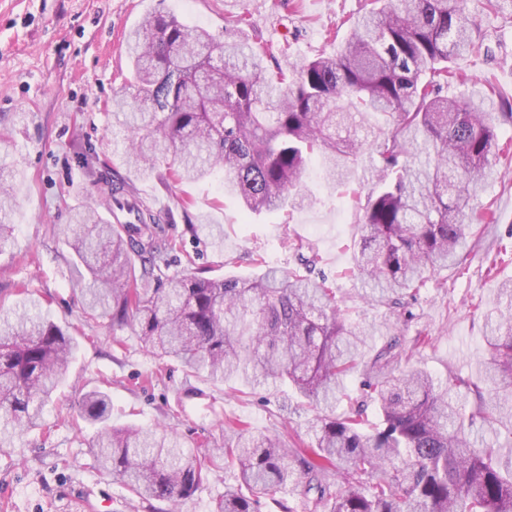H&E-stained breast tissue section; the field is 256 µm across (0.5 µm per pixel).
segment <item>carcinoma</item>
Segmentation results:
<instances>
[{
  "label": "carcinoma",
  "instance_id": "cac0c4a2",
  "mask_svg": "<svg viewBox=\"0 0 512 512\" xmlns=\"http://www.w3.org/2000/svg\"><path fill=\"white\" fill-rule=\"evenodd\" d=\"M469 0H367L333 57L302 66L269 63L257 41L220 39L175 16L149 13L128 37L131 74L114 92L109 117L125 133L137 162L180 181L224 171V191L245 209L304 206L299 187L321 157L325 178L346 185L368 150L380 167L366 197L354 196L359 239L351 271L390 298L417 293L428 269L462 264L466 230L495 221L468 208L483 190L496 157V127L474 96L448 97V83L467 76L454 57L488 53ZM487 15L512 17V0H478ZM386 117L375 131L369 118ZM432 155L424 167L415 159ZM0 170V246L13 234V181ZM112 205L133 212L112 224L92 208L73 209L66 234L86 313L132 324L142 343L178 360L186 375L224 380L244 374L289 383L326 411L302 450L267 433L240 429L224 447L200 454L172 429L109 424L111 398H82L81 417L100 428L89 443L104 471L135 497L176 505L200 487L215 458L251 491H224L223 512H258L291 486L328 512H512V461L493 448H473L466 430L500 425L512 434V314L487 318L491 358L482 369L492 393L468 409L458 378L441 389L427 372L395 373L417 346L394 339L376 353L363 386L380 414L370 423L361 405L335 414L347 398L343 379L360 363L365 332L336 299L318 255L296 238V264L270 265L256 277L163 276L158 260L173 248L153 230L148 205L131 203L125 185L100 176ZM310 254H305V251ZM75 349L74 338L31 301L0 315V445L42 423Z\"/></svg>",
  "mask_w": 512,
  "mask_h": 512
}]
</instances>
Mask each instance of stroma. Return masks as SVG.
<instances>
[{
	"instance_id": "stroma-1",
	"label": "stroma",
	"mask_w": 512,
	"mask_h": 512,
	"mask_svg": "<svg viewBox=\"0 0 512 512\" xmlns=\"http://www.w3.org/2000/svg\"><path fill=\"white\" fill-rule=\"evenodd\" d=\"M362 0H0V167H19L12 240L0 248V307L32 298L45 317L79 342L59 398L43 408V425L14 447H0V512H163L161 501L130 496L100 471L88 443L95 429L78 411L93 389L112 398V425L174 428L186 441L212 449L229 430L278 434L291 448L311 443L319 411L291 388L241 377L222 382L186 376L179 363L148 351L132 327L85 314L80 275L63 231L73 208L106 213L100 176L125 181L159 216L172 243L161 262L166 275L258 273L255 254L285 269L295 263L287 238L313 245L318 270L352 320L369 338L371 358L391 339L424 338L418 367L445 384L477 380L489 353L483 336L503 282L512 281V163L497 162L471 208L491 205L496 221L467 231L461 266L429 274L426 288L391 310L372 282L349 275L356 212L343 188L328 184L320 160L304 176L303 208L244 213L214 172L195 183L164 180L158 171L128 165L126 147L110 126L108 106L130 72L125 38L145 15L161 10L183 23L223 36L261 40L297 65L340 47L333 33L355 18ZM487 56H464L454 67L473 75L452 83V96L479 92L484 78L512 94V19L479 17ZM236 472L213 468L177 512H217L224 490L239 487Z\"/></svg>"
}]
</instances>
